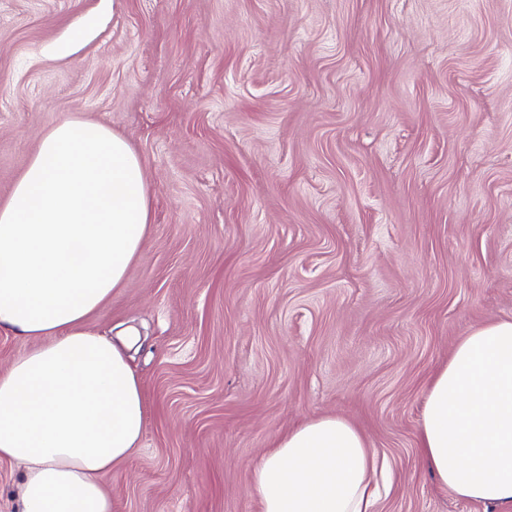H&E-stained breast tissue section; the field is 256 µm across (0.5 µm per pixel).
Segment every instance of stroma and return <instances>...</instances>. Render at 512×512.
<instances>
[{"label": "stroma", "instance_id": "35a3bbf8", "mask_svg": "<svg viewBox=\"0 0 512 512\" xmlns=\"http://www.w3.org/2000/svg\"><path fill=\"white\" fill-rule=\"evenodd\" d=\"M67 117L141 156L151 227L88 329L141 335L112 512H260L275 436L346 418L375 512H499L418 450L433 375L512 320V0H0V201Z\"/></svg>", "mask_w": 512, "mask_h": 512}]
</instances>
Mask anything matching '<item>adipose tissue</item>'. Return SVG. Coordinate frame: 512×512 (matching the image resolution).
<instances>
[{
  "label": "adipose tissue",
  "instance_id": "adipose-tissue-1",
  "mask_svg": "<svg viewBox=\"0 0 512 512\" xmlns=\"http://www.w3.org/2000/svg\"><path fill=\"white\" fill-rule=\"evenodd\" d=\"M139 154L112 129L66 118L45 131L0 203V329L35 348L0 373V460L23 465L18 512H112L106 475L144 425L127 350L85 328L149 233ZM423 461L457 497L512 512V321L454 349L423 405ZM386 467L349 420L276 437L252 475L261 512H373Z\"/></svg>",
  "mask_w": 512,
  "mask_h": 512
}]
</instances>
